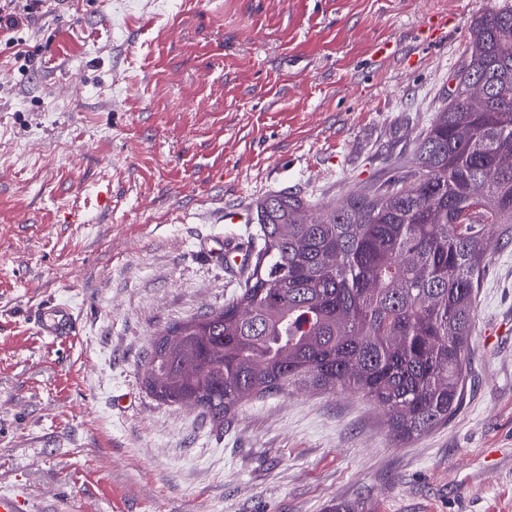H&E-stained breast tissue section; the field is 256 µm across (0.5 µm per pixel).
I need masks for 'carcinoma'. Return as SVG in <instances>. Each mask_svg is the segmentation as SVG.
I'll return each instance as SVG.
<instances>
[{
    "instance_id": "1",
    "label": "carcinoma",
    "mask_w": 512,
    "mask_h": 512,
    "mask_svg": "<svg viewBox=\"0 0 512 512\" xmlns=\"http://www.w3.org/2000/svg\"><path fill=\"white\" fill-rule=\"evenodd\" d=\"M454 80L380 183L319 217L297 193L259 202L241 292L154 337L156 399L222 423L256 397L351 391L386 413L396 441L448 424L465 398L478 288L512 243V0L471 20Z\"/></svg>"
}]
</instances>
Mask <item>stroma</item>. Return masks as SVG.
I'll use <instances>...</instances> for the list:
<instances>
[{
  "instance_id": "stroma-1",
  "label": "stroma",
  "mask_w": 512,
  "mask_h": 512,
  "mask_svg": "<svg viewBox=\"0 0 512 512\" xmlns=\"http://www.w3.org/2000/svg\"><path fill=\"white\" fill-rule=\"evenodd\" d=\"M497 2L50 0L18 31L27 66L0 44V493L23 512H512V249L478 293L462 407L410 442L350 393L216 425L144 384L153 338L248 275L207 249L254 238L267 195L319 206L383 177ZM52 303L67 340L37 329ZM75 322L72 308L65 303L45 306L38 316V330L42 336L53 340H66L74 334Z\"/></svg>"
}]
</instances>
